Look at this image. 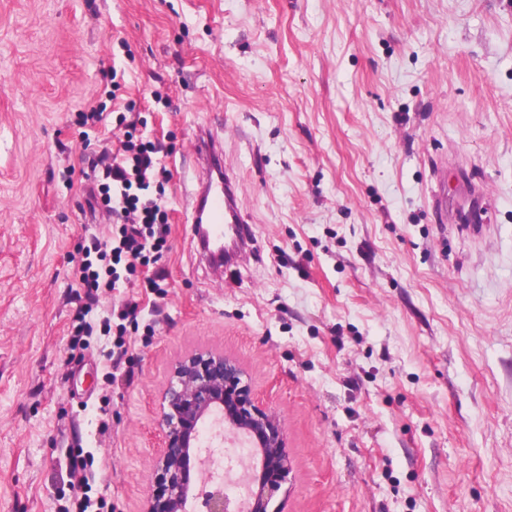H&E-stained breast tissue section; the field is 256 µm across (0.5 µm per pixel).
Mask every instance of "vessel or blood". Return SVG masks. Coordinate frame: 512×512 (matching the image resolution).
<instances>
[{
  "label": "vessel or blood",
  "mask_w": 512,
  "mask_h": 512,
  "mask_svg": "<svg viewBox=\"0 0 512 512\" xmlns=\"http://www.w3.org/2000/svg\"><path fill=\"white\" fill-rule=\"evenodd\" d=\"M199 170L192 195V221L209 227L213 242L224 245L225 265L234 264L248 236V220L239 207V187L223 166V144L208 130L195 138Z\"/></svg>",
  "instance_id": "obj_1"
}]
</instances>
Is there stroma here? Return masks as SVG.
<instances>
[{
    "label": "stroma",
    "instance_id": "35a3bbf8",
    "mask_svg": "<svg viewBox=\"0 0 512 512\" xmlns=\"http://www.w3.org/2000/svg\"><path fill=\"white\" fill-rule=\"evenodd\" d=\"M116 75L172 234L165 295L92 314L139 303L109 383L71 347L109 232L76 115ZM202 125L252 229L220 273L183 193ZM211 349L283 417L281 512H512V0H0V512H65L80 451L89 512H143L170 373Z\"/></svg>",
    "mask_w": 512,
    "mask_h": 512
}]
</instances>
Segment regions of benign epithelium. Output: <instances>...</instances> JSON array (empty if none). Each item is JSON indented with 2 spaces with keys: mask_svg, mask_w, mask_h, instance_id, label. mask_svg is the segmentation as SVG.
Wrapping results in <instances>:
<instances>
[{
  "mask_svg": "<svg viewBox=\"0 0 512 512\" xmlns=\"http://www.w3.org/2000/svg\"><path fill=\"white\" fill-rule=\"evenodd\" d=\"M222 425L214 447L224 452V436L245 434L260 448L259 465L238 494L224 482L191 476L190 460L200 452L203 425L215 413ZM164 445L153 465L144 512H189L191 479L208 488L205 512H280L272 506L291 473L287 436L280 411L256 401L241 365L218 350L192 354L174 367L159 404Z\"/></svg>",
  "mask_w": 512,
  "mask_h": 512,
  "instance_id": "1",
  "label": "benign epithelium"
}]
</instances>
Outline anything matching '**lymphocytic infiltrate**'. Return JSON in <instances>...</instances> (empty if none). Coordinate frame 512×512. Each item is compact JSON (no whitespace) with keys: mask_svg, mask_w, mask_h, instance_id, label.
Segmentation results:
<instances>
[{"mask_svg":"<svg viewBox=\"0 0 512 512\" xmlns=\"http://www.w3.org/2000/svg\"><path fill=\"white\" fill-rule=\"evenodd\" d=\"M80 118L93 128L112 119L125 130L118 145L100 139V150L89 161L88 194L112 221L108 240L93 241L75 269L80 288L94 300L159 259L171 232L164 201L171 172L161 161L160 144L141 131L139 113L120 112L112 118L93 106Z\"/></svg>","mask_w":512,"mask_h":512,"instance_id":"1","label":"lymphocytic infiltrate"}]
</instances>
